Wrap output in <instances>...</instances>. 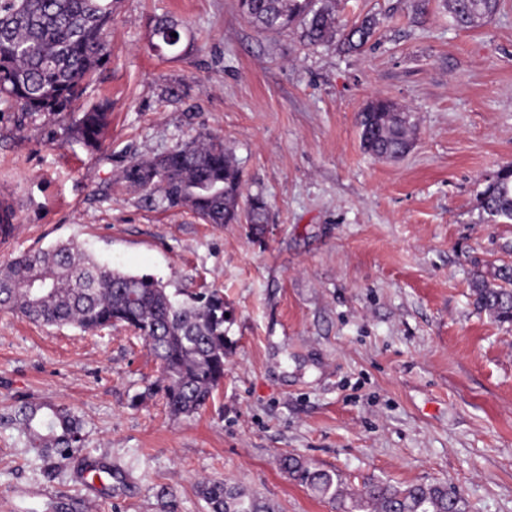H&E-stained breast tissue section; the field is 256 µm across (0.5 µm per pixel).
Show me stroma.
<instances>
[{
    "label": "stroma",
    "instance_id": "obj_1",
    "mask_svg": "<svg viewBox=\"0 0 512 512\" xmlns=\"http://www.w3.org/2000/svg\"><path fill=\"white\" fill-rule=\"evenodd\" d=\"M442 0H336L373 15L362 53L258 33L237 0H120L108 62L76 111L105 100L100 150L61 140L72 115L0 103V202L17 228L0 266L70 241L170 291L224 295V381L198 415H171L133 331L91 334L0 310V512H208L226 480L275 512H339L279 467L295 455L371 479L443 483L466 512H512V324L478 312L477 274L512 263V224L480 198L512 166V0L456 27ZM178 22L175 51L153 21ZM383 98L417 124L378 159L357 117ZM210 132L262 198V238L147 204L120 179L139 157ZM30 401L73 408L83 448L61 462L10 422ZM101 477L84 473L85 463ZM171 33H177L172 37ZM156 38V42L153 39ZM181 42V31L179 24L171 19L161 18L155 21L152 27V47L157 51H173Z\"/></svg>",
    "mask_w": 512,
    "mask_h": 512
}]
</instances>
